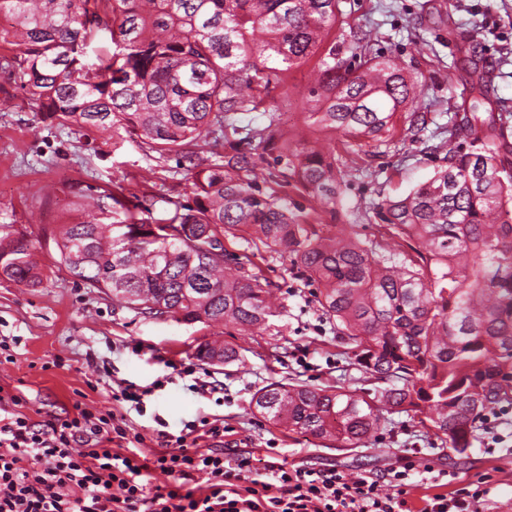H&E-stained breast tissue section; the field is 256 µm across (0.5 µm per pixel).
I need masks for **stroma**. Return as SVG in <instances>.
Returning a JSON list of instances; mask_svg holds the SVG:
<instances>
[{
  "instance_id": "35a3bbf8",
  "label": "stroma",
  "mask_w": 512,
  "mask_h": 512,
  "mask_svg": "<svg viewBox=\"0 0 512 512\" xmlns=\"http://www.w3.org/2000/svg\"><path fill=\"white\" fill-rule=\"evenodd\" d=\"M362 30L372 33V51L407 61L416 93L406 109L426 113L429 127L446 125L449 101L470 92L480 78L489 90L482 112L512 113V0H338L334 35L340 56L350 57L354 36ZM473 34L482 46L475 66L465 59ZM316 65L312 59L292 68L287 88H273L265 99L281 112L285 133L318 135L305 123ZM439 164L435 156L419 154L414 143L394 138L364 176L349 178L347 212L339 223H353L378 196L407 194ZM115 185L128 195L150 187L181 201L188 189L187 163L176 155L158 158L126 136L45 120L35 96L0 71V225L26 232L39 267L52 265L57 256L53 236L74 215L75 191L94 194ZM254 262L285 292L286 309L252 336L222 325L145 316L64 271L36 288L0 277V339L20 340L14 361L0 356V389L21 396L24 413L39 423L63 417L77 403L107 410L117 385H148L167 374L164 359L194 358L200 343L217 340L240 347L241 362L199 363L198 377L175 376L156 391L147 416L134 419L145 437L143 453L158 447L156 421L167 422L175 434L183 422L217 415L229 428L224 445L232 460L246 457L259 467L281 455L299 465L333 466L357 476L386 471L406 450L417 466L448 473L450 487L485 482L490 489L485 512H512V412L496 428L476 431L461 458L448 456L404 414L393 415L368 446L339 451L313 436L288 433L256 413L252 398L271 382L292 378L327 387L341 378L353 381L357 372L289 259L264 252ZM197 378L222 388V397L190 391Z\"/></svg>"
}]
</instances>
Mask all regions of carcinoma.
Returning a JSON list of instances; mask_svg holds the SVG:
<instances>
[{"label": "carcinoma", "mask_w": 512, "mask_h": 512, "mask_svg": "<svg viewBox=\"0 0 512 512\" xmlns=\"http://www.w3.org/2000/svg\"><path fill=\"white\" fill-rule=\"evenodd\" d=\"M0 44L18 53L0 69L37 96L45 118L134 134L165 158L188 160L190 196L97 198L99 218L62 225L55 267L153 318L264 329L279 315L255 253L288 256L322 316L347 346L360 385L271 383L254 409L288 431L359 448L385 415L410 413L440 445L463 455L470 438L512 408V141L508 115L448 113L447 134L425 135L423 112L404 137L445 165L409 194L373 201L380 237L336 223L348 182L336 148L288 140L279 113L261 125L239 115L271 85L319 56L310 124L345 138L361 172L385 143L393 116L414 98L398 57L363 49L359 64L318 55L336 0H0ZM103 32L112 51L90 56ZM229 147L220 160L199 155ZM317 206L305 210L290 193ZM167 208L156 212L158 203ZM243 240L241 253L225 240ZM35 288L43 275L29 242L0 225V276ZM213 365L240 361L230 344L198 346Z\"/></svg>", "instance_id": "1"}]
</instances>
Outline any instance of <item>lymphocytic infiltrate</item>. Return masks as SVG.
Wrapping results in <instances>:
<instances>
[{
	"label": "lymphocytic infiltrate",
	"mask_w": 512,
	"mask_h": 512,
	"mask_svg": "<svg viewBox=\"0 0 512 512\" xmlns=\"http://www.w3.org/2000/svg\"><path fill=\"white\" fill-rule=\"evenodd\" d=\"M163 380L113 391L115 408L75 405L71 415L40 424L23 412V400L0 396V512H483L489 494L467 483L409 503L410 457L383 474L351 477L314 469L224 457V421L200 416L178 433L157 430L160 452H137L144 437L126 418L145 415L146 400ZM163 483H156V476ZM200 477V489L183 481Z\"/></svg>",
	"instance_id": "lymphocytic-infiltrate-1"
}]
</instances>
